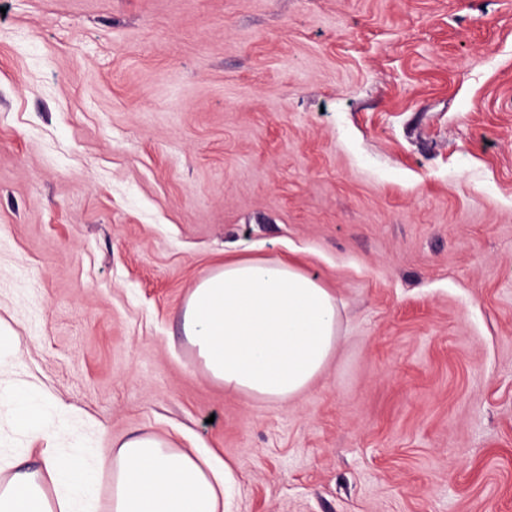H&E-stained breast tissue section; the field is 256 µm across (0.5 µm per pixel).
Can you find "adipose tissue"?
<instances>
[{
	"mask_svg": "<svg viewBox=\"0 0 512 512\" xmlns=\"http://www.w3.org/2000/svg\"><path fill=\"white\" fill-rule=\"evenodd\" d=\"M183 332L205 374L226 391L285 402L325 369L339 339L334 295L285 261L240 258L201 276L183 310ZM22 436L45 442L36 455L0 452V512H90L93 467H110L109 512H224L231 468L169 438L141 433L95 464L62 454L57 430L30 392L0 378Z\"/></svg>",
	"mask_w": 512,
	"mask_h": 512,
	"instance_id": "1",
	"label": "adipose tissue"
}]
</instances>
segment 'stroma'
<instances>
[{"label": "stroma", "mask_w": 512, "mask_h": 512, "mask_svg": "<svg viewBox=\"0 0 512 512\" xmlns=\"http://www.w3.org/2000/svg\"><path fill=\"white\" fill-rule=\"evenodd\" d=\"M230 255L336 297L295 399L183 333ZM0 320L64 454L215 451L224 512H512V0H0Z\"/></svg>", "instance_id": "obj_1"}]
</instances>
